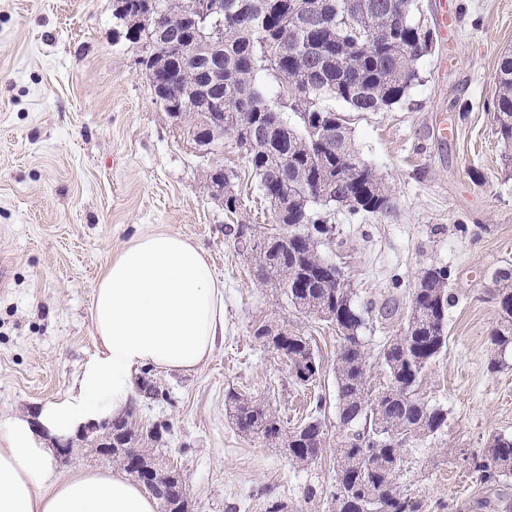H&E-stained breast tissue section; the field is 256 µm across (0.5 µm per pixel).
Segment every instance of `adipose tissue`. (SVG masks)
<instances>
[{
    "mask_svg": "<svg viewBox=\"0 0 512 512\" xmlns=\"http://www.w3.org/2000/svg\"><path fill=\"white\" fill-rule=\"evenodd\" d=\"M95 351L70 390L0 435V512H158L155 498L103 470L57 472L50 437L123 415L138 369L193 371L224 341V287L204 252L160 230L108 263L92 303Z\"/></svg>",
    "mask_w": 512,
    "mask_h": 512,
    "instance_id": "obj_1",
    "label": "adipose tissue"
}]
</instances>
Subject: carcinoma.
<instances>
[{"instance_id": "cac0c4a2", "label": "carcinoma", "mask_w": 512, "mask_h": 512, "mask_svg": "<svg viewBox=\"0 0 512 512\" xmlns=\"http://www.w3.org/2000/svg\"><path fill=\"white\" fill-rule=\"evenodd\" d=\"M165 22L147 28L135 15L117 13L133 43L154 41L158 53L139 57L142 70L172 74L165 97L190 106L201 136L229 137L244 150L264 196L274 205L273 223L288 225V235L259 232L239 224L236 238L246 245L255 277L283 290L298 312L334 324L342 333L336 363L338 412L342 433L336 437V487L332 512H407L400 489L401 452L411 440L436 434L448 410L430 405L416 388L427 364L448 346L450 272L432 266L412 293L407 326L378 352L377 365L387 386L370 385L371 354L366 347L365 312L354 301L349 283L337 286L328 268L336 264L320 251L335 226L331 208L353 215H386L393 192L385 178L361 158L343 113L322 105L340 100L353 112H379L401 103L419 81L420 61L433 53L426 41L429 26L414 19L416 0H223L224 11L189 19L184 0H158ZM186 39L168 49L176 33ZM285 85L269 96L260 77ZM224 113V131L211 130L212 114ZM297 117L288 122L286 112ZM493 112L495 134L512 164V53L501 57ZM501 321L493 343L512 347V266L493 273ZM253 336L273 341L288 360L294 381L316 380L319 364L309 338L286 327L260 324ZM241 432L273 441L288 440V455L298 465L315 461L326 448L321 420L310 417L285 433L268 404L235 392L226 395ZM160 431L143 434L136 408L127 411L123 428H115L119 448H139ZM471 465L481 483L504 494L512 477V435L490 438ZM172 481L153 493L171 512H189L188 498Z\"/></svg>"}]
</instances>
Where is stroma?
Returning <instances> with one entry per match:
<instances>
[{
  "label": "stroma",
  "mask_w": 512,
  "mask_h": 512,
  "mask_svg": "<svg viewBox=\"0 0 512 512\" xmlns=\"http://www.w3.org/2000/svg\"><path fill=\"white\" fill-rule=\"evenodd\" d=\"M447 37L419 66L403 103L349 113L361 157L394 190L383 217L337 212L321 252L368 309L372 350L399 334L422 271L448 267V348L419 391L448 411L437 437L407 443L400 488L413 512H453L483 486L467 458L512 434V355L488 368L499 322L494 270L512 264V168L487 110L501 56L512 52V0H418ZM114 0H0V417L63 396L95 351L91 305L112 257L140 233L189 238L224 284V343L198 370L148 369L155 398L136 397L142 424H164L151 453L183 476L193 512H331L339 433L329 323L301 314L253 276L234 227L272 226L243 150L224 139L199 153L154 101L113 17ZM233 171L240 206L224 210L206 171ZM268 322L309 336L319 375L297 385L286 362L253 336ZM276 410L284 431L310 414L327 447L292 462L278 443L242 435L228 391Z\"/></svg>",
  "instance_id": "1"
}]
</instances>
